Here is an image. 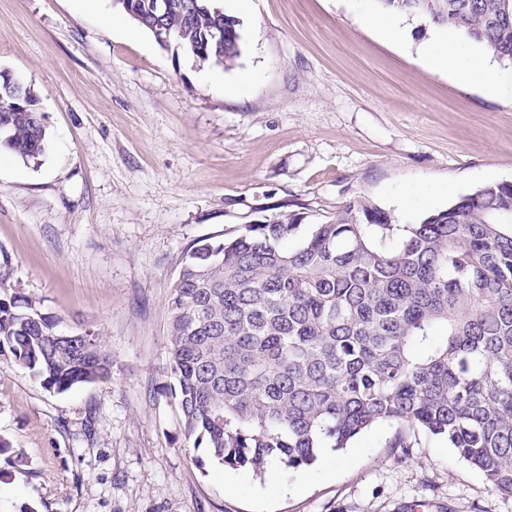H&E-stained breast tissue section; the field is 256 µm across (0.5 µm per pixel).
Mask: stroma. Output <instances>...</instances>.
<instances>
[{
    "label": "stroma",
    "mask_w": 512,
    "mask_h": 512,
    "mask_svg": "<svg viewBox=\"0 0 512 512\" xmlns=\"http://www.w3.org/2000/svg\"><path fill=\"white\" fill-rule=\"evenodd\" d=\"M222 4L243 23L228 69L160 47L115 0H0V71L49 137L34 162L0 153V296L39 298L112 358L53 393L0 352V512H512L446 440L400 459L385 424L259 476L186 442L167 302L194 243L357 196L406 224L512 181V96L424 62L448 29L404 17L386 39L373 0Z\"/></svg>",
    "instance_id": "stroma-1"
}]
</instances>
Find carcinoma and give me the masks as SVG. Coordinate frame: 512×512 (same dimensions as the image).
<instances>
[{"label":"carcinoma","mask_w":512,"mask_h":512,"mask_svg":"<svg viewBox=\"0 0 512 512\" xmlns=\"http://www.w3.org/2000/svg\"><path fill=\"white\" fill-rule=\"evenodd\" d=\"M453 31L512 68V0H374ZM172 10L169 45L233 66L242 23L218 0ZM149 28L154 0H130ZM224 22V41L210 31ZM0 148L41 157L38 98L0 73ZM280 212L185 256L168 300L185 439L232 470L312 466L378 423L406 458L440 436L512 495V182L488 183L412 224L365 197L310 225ZM25 293L0 297V348L53 392L107 379L96 337L77 349Z\"/></svg>","instance_id":"obj_1"}]
</instances>
